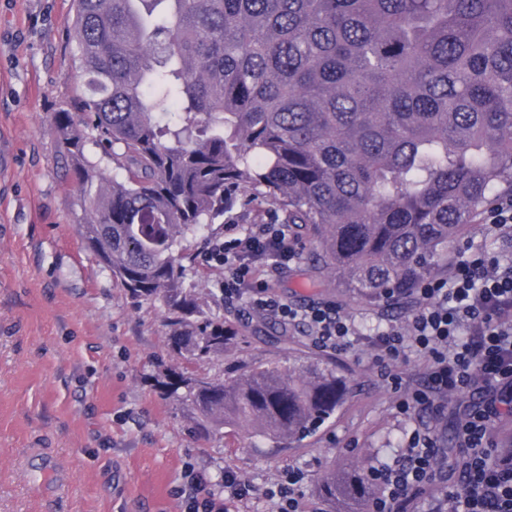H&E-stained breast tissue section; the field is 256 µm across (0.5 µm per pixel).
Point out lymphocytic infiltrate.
Segmentation results:
<instances>
[{
    "label": "lymphocytic infiltrate",
    "mask_w": 512,
    "mask_h": 512,
    "mask_svg": "<svg viewBox=\"0 0 512 512\" xmlns=\"http://www.w3.org/2000/svg\"><path fill=\"white\" fill-rule=\"evenodd\" d=\"M298 256L288 226L271 219L214 240L204 260L223 266L226 301H245L317 349L348 348L357 333L351 318L326 302L294 304L271 288ZM412 297L399 324L369 342L382 380L400 390L393 409L411 433L391 463L369 466L377 490L366 512H512V450L496 441L498 424L512 419V255L472 250ZM410 352L422 367L406 376L400 365ZM302 478L288 468L263 496L276 512H321L298 493ZM203 485L190 475L185 512H236L253 492L229 471L224 499L204 494Z\"/></svg>",
    "instance_id": "obj_1"
}]
</instances>
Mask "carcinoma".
<instances>
[{
  "label": "carcinoma",
  "mask_w": 512,
  "mask_h": 512,
  "mask_svg": "<svg viewBox=\"0 0 512 512\" xmlns=\"http://www.w3.org/2000/svg\"><path fill=\"white\" fill-rule=\"evenodd\" d=\"M76 101L54 134L84 240L174 350L221 356L182 243L236 204L274 206L309 260L380 308L448 269V245L512 195V0H74ZM91 143L112 160L85 153ZM160 386L193 428L269 447L316 434L353 392L331 363ZM362 505L366 467L321 480Z\"/></svg>",
  "instance_id": "carcinoma-1"
}]
</instances>
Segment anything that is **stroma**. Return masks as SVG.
Listing matches in <instances>:
<instances>
[{"label":"stroma","instance_id":"obj_1","mask_svg":"<svg viewBox=\"0 0 512 512\" xmlns=\"http://www.w3.org/2000/svg\"><path fill=\"white\" fill-rule=\"evenodd\" d=\"M73 16V0H0V512H183L175 491L193 470L220 499L225 472L264 487L295 467L310 500L328 472L390 462L408 426L366 342L379 312L334 279L311 281L300 261L272 281L290 300L331 302L355 320L360 340L328 355L294 330L287 346L271 343L273 319L242 320L240 303L211 301L224 269L197 263L188 276L206 311L223 313L238 337L222 356L187 361L170 350L164 307L134 302L86 249L78 188L51 131L80 65ZM266 213L232 210L183 246L204 254L225 225L258 224ZM314 359L336 365L354 393L285 452L254 447L244 426L195 433L188 406L156 385L170 368L219 377L271 364L294 374Z\"/></svg>","mask_w":512,"mask_h":512}]
</instances>
